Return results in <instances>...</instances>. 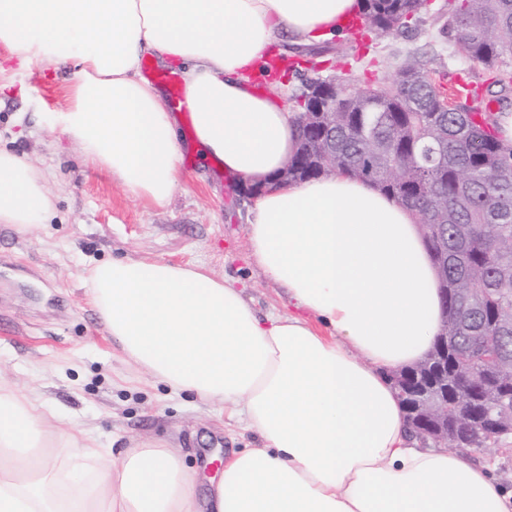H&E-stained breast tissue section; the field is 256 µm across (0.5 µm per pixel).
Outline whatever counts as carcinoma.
<instances>
[{"instance_id":"carcinoma-1","label":"carcinoma","mask_w":512,"mask_h":512,"mask_svg":"<svg viewBox=\"0 0 512 512\" xmlns=\"http://www.w3.org/2000/svg\"><path fill=\"white\" fill-rule=\"evenodd\" d=\"M361 25L393 35L415 13L418 0H363ZM454 45L465 58L505 76L512 73L501 56L512 51V0H458L448 23ZM447 88L416 61L398 65L388 82L347 94L329 114L330 129L314 126L300 134L299 149L288 160V180L323 175L320 158L336 162V172L376 186L415 211L433 255L448 248L442 270L448 288V315L457 297L478 298L471 326L448 320V398L459 419H448V436L457 421L469 422L462 449L494 445L503 394L489 388L477 354L464 361L468 337L487 336L512 366V148L501 143L492 117L448 105ZM397 147L402 181L383 175L391 147ZM416 383L433 386L438 376L429 361L412 368Z\"/></svg>"}]
</instances>
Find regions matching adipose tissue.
Returning <instances> with one entry per match:
<instances>
[{"mask_svg":"<svg viewBox=\"0 0 512 512\" xmlns=\"http://www.w3.org/2000/svg\"><path fill=\"white\" fill-rule=\"evenodd\" d=\"M362 0H0V44L20 64L74 62L50 122L85 162L167 206L180 185L178 124L144 57L176 67L203 157L267 190L251 207L256 264L300 315L259 319L241 290L197 266L115 259L83 282L113 348L174 392L243 420L259 447L224 462L206 501L162 445L119 461L79 428L0 387V512H512V489L460 451L412 438L392 372L442 330L440 278L417 215L372 184L272 180L298 147L284 99L257 94L282 32L342 35ZM55 197L0 149V224L42 230Z\"/></svg>","mask_w":512,"mask_h":512,"instance_id":"obj_1","label":"adipose tissue"}]
</instances>
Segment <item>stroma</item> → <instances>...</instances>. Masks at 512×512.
I'll return each instance as SVG.
<instances>
[{
	"mask_svg": "<svg viewBox=\"0 0 512 512\" xmlns=\"http://www.w3.org/2000/svg\"><path fill=\"white\" fill-rule=\"evenodd\" d=\"M449 0H423L399 33L362 29L346 38L301 45L282 35L285 65L311 59L322 75L353 91L377 85L407 57L428 70L452 73L472 90L466 104L496 111L512 102V87L492 82L484 65L457 53L448 34ZM67 68H18L0 45V147L41 169L55 210L36 234L0 224V385L48 406L51 431L79 425L119 459L127 449L164 441L180 449L188 472L205 465L200 488L217 476L230 449L256 447L244 424L167 386L112 351L82 280L84 270L115 258H159L200 265L241 288L259 316L296 314L281 287L252 261L247 239L251 203L216 162H202L189 113L181 131V186L168 206L136 198L105 172L84 164L60 130L40 123L66 106Z\"/></svg>",
	"mask_w": 512,
	"mask_h": 512,
	"instance_id": "obj_1",
	"label": "stroma"
}]
</instances>
